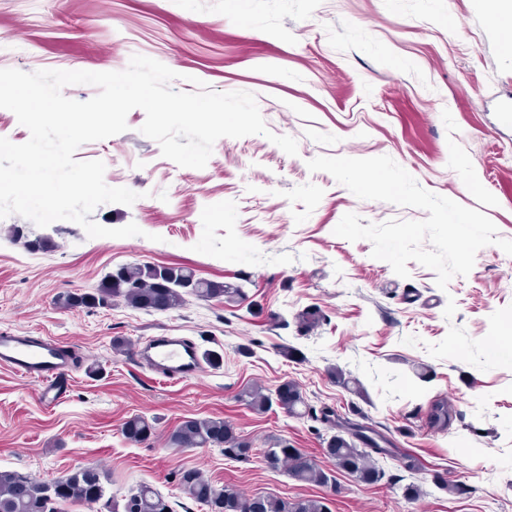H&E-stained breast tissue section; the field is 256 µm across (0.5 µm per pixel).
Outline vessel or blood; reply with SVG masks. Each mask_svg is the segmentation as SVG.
Segmentation results:
<instances>
[{
  "instance_id": "obj_1",
  "label": "vessel or blood",
  "mask_w": 512,
  "mask_h": 512,
  "mask_svg": "<svg viewBox=\"0 0 512 512\" xmlns=\"http://www.w3.org/2000/svg\"><path fill=\"white\" fill-rule=\"evenodd\" d=\"M136 360L151 371L173 381L196 376L201 359L195 345L179 336H154L133 352ZM0 367L16 375L40 383L41 397L55 402L57 383L71 374L74 352L56 340L31 335L29 331L0 333Z\"/></svg>"
}]
</instances>
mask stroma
<instances>
[{
  "label": "stroma",
  "instance_id": "stroma-1",
  "mask_svg": "<svg viewBox=\"0 0 512 512\" xmlns=\"http://www.w3.org/2000/svg\"><path fill=\"white\" fill-rule=\"evenodd\" d=\"M135 54L177 72L174 90L193 91L197 78L254 94L270 133L294 137L298 153L267 136L223 137L204 168L181 167L141 134L146 115L136 108L127 131L75 157L104 162L109 186L139 194L130 206H99L93 220L133 222L142 236L90 238L70 221L0 219V332L30 329L80 358L51 406L38 383L0 368V469L50 481L91 463L108 474L117 504L145 483L174 512H208L178 488L190 467L248 495L320 496L328 512H512V256L485 246L444 290L414 261L399 277L372 257L370 241L334 229L349 212L368 224L425 211L359 199L307 167L318 156L391 157L512 240V121L502 112L512 105V39L487 0H0V69L121 71ZM17 226L49 249L28 251ZM132 263H181L242 294L191 296L164 313L121 301L57 308L59 294L93 291ZM314 306L321 322L300 330L296 313ZM166 333L200 346L203 373L168 381L132 358L138 341ZM118 338L126 351L114 349ZM331 367L357 378L361 392L333 382ZM286 381L299 386L304 417L276 406L258 414L240 399L253 385L272 391ZM438 402L450 415L443 425L432 417ZM325 409L396 450L379 459L378 482L334 471L330 489L267 466L262 449L283 439L333 471ZM134 415L155 423L138 444L121 433ZM209 417L231 422L251 457L168 446L181 421ZM401 454L420 470L405 471ZM448 480L463 494L439 490ZM412 482L423 490L415 501L403 495Z\"/></svg>",
  "mask_w": 512,
  "mask_h": 512
}]
</instances>
